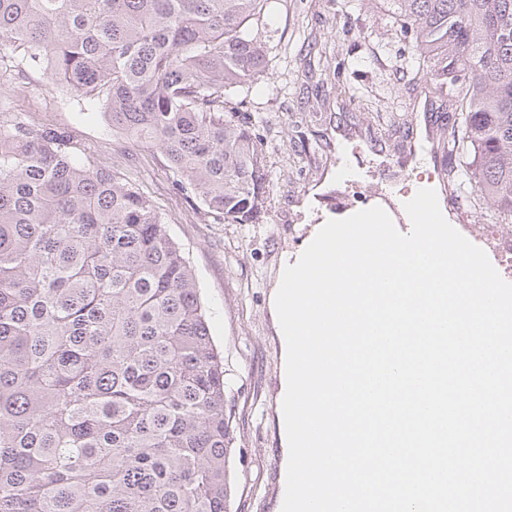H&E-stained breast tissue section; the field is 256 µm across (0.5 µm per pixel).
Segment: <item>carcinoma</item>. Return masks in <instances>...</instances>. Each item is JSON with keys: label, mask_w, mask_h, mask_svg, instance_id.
I'll list each match as a JSON object with an SVG mask.
<instances>
[{"label": "carcinoma", "mask_w": 512, "mask_h": 512, "mask_svg": "<svg viewBox=\"0 0 512 512\" xmlns=\"http://www.w3.org/2000/svg\"><path fill=\"white\" fill-rule=\"evenodd\" d=\"M402 71L461 102L442 138L466 207L512 222V0H392ZM276 0H0V54L39 74L231 224L267 175L254 24ZM224 359L152 201L71 136L0 111V512H228Z\"/></svg>", "instance_id": "1"}]
</instances>
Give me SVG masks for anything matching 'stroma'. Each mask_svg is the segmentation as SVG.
<instances>
[{
	"instance_id": "35a3bbf8",
	"label": "stroma",
	"mask_w": 512,
	"mask_h": 512,
	"mask_svg": "<svg viewBox=\"0 0 512 512\" xmlns=\"http://www.w3.org/2000/svg\"><path fill=\"white\" fill-rule=\"evenodd\" d=\"M390 0H280L264 17L268 70L243 108L263 118L256 132L268 182L256 223L231 224L182 191L159 152L114 135L103 116L83 119L72 97L38 75L0 91V110L36 126L68 131L93 167L120 176L162 214L195 271L217 348L224 353L230 512H269L267 480L279 447L274 399L279 342L268 310L270 279L281 252L304 230L294 205L336 165V132H352L397 159L424 120L437 131L456 125V102L425 117V80L402 75L414 56V32L393 24Z\"/></svg>"
}]
</instances>
